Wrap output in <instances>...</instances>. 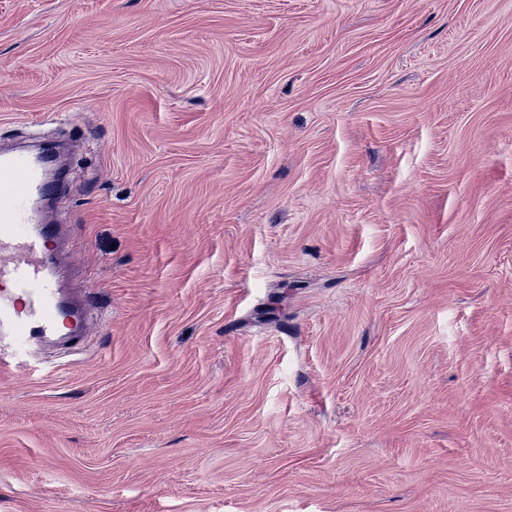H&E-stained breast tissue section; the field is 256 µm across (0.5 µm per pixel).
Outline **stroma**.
Segmentation results:
<instances>
[{"mask_svg":"<svg viewBox=\"0 0 512 512\" xmlns=\"http://www.w3.org/2000/svg\"><path fill=\"white\" fill-rule=\"evenodd\" d=\"M69 144L0 512H512V0H0Z\"/></svg>","mask_w":512,"mask_h":512,"instance_id":"1","label":"stroma"}]
</instances>
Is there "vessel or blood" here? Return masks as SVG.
<instances>
[{
  "label": "vessel or blood",
  "mask_w": 512,
  "mask_h": 512,
  "mask_svg": "<svg viewBox=\"0 0 512 512\" xmlns=\"http://www.w3.org/2000/svg\"><path fill=\"white\" fill-rule=\"evenodd\" d=\"M57 189L32 153L0 151V335L13 347L11 354L0 352V367L14 363L33 340L75 329L98 313L86 296L78 314H71L55 276L63 227L34 207Z\"/></svg>",
  "instance_id": "obj_1"
}]
</instances>
